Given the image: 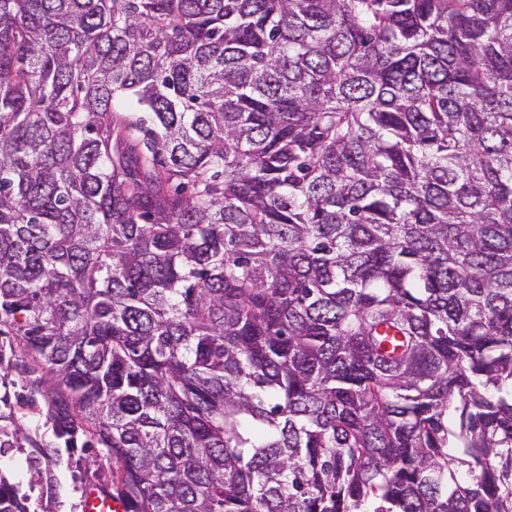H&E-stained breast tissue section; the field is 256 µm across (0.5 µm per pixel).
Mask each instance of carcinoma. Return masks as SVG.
I'll return each mask as SVG.
<instances>
[{
    "mask_svg": "<svg viewBox=\"0 0 512 512\" xmlns=\"http://www.w3.org/2000/svg\"><path fill=\"white\" fill-rule=\"evenodd\" d=\"M1 387L0 512H512V0H0ZM1 471L10 475L15 482H20L23 490H28L30 473L25 462V455L9 452L0 457ZM56 475L60 482V494L58 501L61 502V506L59 507V510L69 512L73 507H75V504L79 503L80 492L74 490L71 472L66 469V464H62L61 467L57 468Z\"/></svg>",
    "mask_w": 512,
    "mask_h": 512,
    "instance_id": "cac0c4a2",
    "label": "carcinoma"
}]
</instances>
